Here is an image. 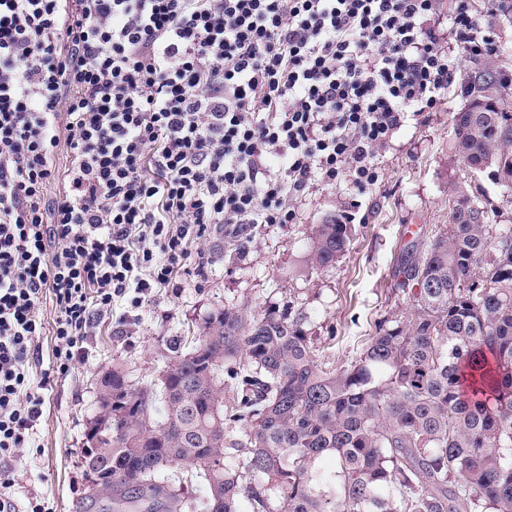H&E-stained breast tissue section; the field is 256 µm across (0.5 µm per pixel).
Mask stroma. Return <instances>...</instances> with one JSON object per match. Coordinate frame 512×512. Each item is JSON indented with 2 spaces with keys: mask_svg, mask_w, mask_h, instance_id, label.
<instances>
[{
  "mask_svg": "<svg viewBox=\"0 0 512 512\" xmlns=\"http://www.w3.org/2000/svg\"><path fill=\"white\" fill-rule=\"evenodd\" d=\"M472 14L488 25L491 61L512 60V0L492 10L490 0H469ZM464 102L460 81L439 95L424 122H408L378 154L379 180L361 194L349 186L313 189L295 206L290 224L259 225L248 255L237 254L222 237L203 243L211 260L201 275L179 287L154 293L138 320L126 327L106 321L92 332L86 357L58 377L35 429L36 452L12 463L13 493L19 505L29 498L48 501L52 512H102L90 504V476L84 466L85 432L97 411V381L113 364L130 381L147 382L163 370L178 337L193 336L210 313L247 305L256 314L292 296L311 316V333L323 360L350 364L374 332L375 320L410 303L395 289L394 268L404 246L425 239L448 223L449 190L469 175L452 149V120ZM358 199L350 222V245L333 267L303 269L307 239L315 224ZM416 225L407 233V225Z\"/></svg>",
  "mask_w": 512,
  "mask_h": 512,
  "instance_id": "obj_1",
  "label": "stroma"
}]
</instances>
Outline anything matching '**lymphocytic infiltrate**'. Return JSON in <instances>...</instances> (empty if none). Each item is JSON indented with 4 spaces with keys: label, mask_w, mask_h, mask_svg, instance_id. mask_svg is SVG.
I'll return each mask as SVG.
<instances>
[{
    "label": "lymphocytic infiltrate",
    "mask_w": 512,
    "mask_h": 512,
    "mask_svg": "<svg viewBox=\"0 0 512 512\" xmlns=\"http://www.w3.org/2000/svg\"><path fill=\"white\" fill-rule=\"evenodd\" d=\"M450 36L491 46L467 0H0V512L91 329L204 268L188 244L245 255L316 185L376 184Z\"/></svg>",
    "instance_id": "obj_1"
}]
</instances>
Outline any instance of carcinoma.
I'll return each mask as SVG.
<instances>
[{
    "label": "carcinoma",
    "mask_w": 512,
    "mask_h": 512,
    "mask_svg": "<svg viewBox=\"0 0 512 512\" xmlns=\"http://www.w3.org/2000/svg\"><path fill=\"white\" fill-rule=\"evenodd\" d=\"M467 108L455 155L494 158L481 176L511 190L512 94ZM480 190L454 187L450 224L401 256L410 311L377 321L346 367L320 360L293 299L216 310L145 386L112 365V424L85 456L94 498L112 512H512V225L490 223ZM349 242L327 216L305 267L334 266ZM326 455L336 469L317 467Z\"/></svg>",
    "instance_id": "1"
}]
</instances>
